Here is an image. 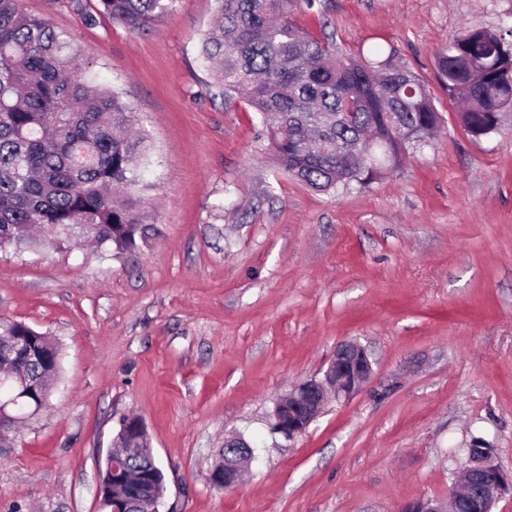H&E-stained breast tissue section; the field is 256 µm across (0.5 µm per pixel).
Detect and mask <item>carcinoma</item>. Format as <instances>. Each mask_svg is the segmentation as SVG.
<instances>
[{"instance_id":"carcinoma-1","label":"carcinoma","mask_w":512,"mask_h":512,"mask_svg":"<svg viewBox=\"0 0 512 512\" xmlns=\"http://www.w3.org/2000/svg\"><path fill=\"white\" fill-rule=\"evenodd\" d=\"M21 0H0V250L89 238L120 254L144 238L136 194L145 140L130 133L131 108L86 76L72 37ZM101 13L135 34L155 29L176 0H98ZM200 57L224 94H240L262 116L279 165L318 191L368 185L397 170L409 151L429 145L442 115L419 77L395 52L336 54L294 21L316 0H216ZM437 78L462 104L459 118L480 139L512 112V30L472 29L435 53ZM25 357L16 374L36 408L49 402L61 351L49 336L0 317V363ZM150 447L146 427L125 419L115 447ZM158 484L148 453L125 460Z\"/></svg>"}]
</instances>
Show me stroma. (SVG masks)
I'll return each instance as SVG.
<instances>
[{"label":"stroma","instance_id":"35a3bbf8","mask_svg":"<svg viewBox=\"0 0 512 512\" xmlns=\"http://www.w3.org/2000/svg\"><path fill=\"white\" fill-rule=\"evenodd\" d=\"M70 33L147 139L151 230L120 257L64 243L0 250V317L54 338L45 411L0 441V512H101L121 422L141 417L159 512H397L447 498L472 438L512 470V127L475 139L434 53L465 30L512 29V0H322L295 14L348 56L395 50L444 124L368 186L317 191L283 171L260 116L199 57L215 0H176L134 34L98 0H22ZM352 340L373 375L307 431L271 433L276 401ZM255 455L216 489L225 435Z\"/></svg>","mask_w":512,"mask_h":512}]
</instances>
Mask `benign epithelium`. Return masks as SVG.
Instances as JSON below:
<instances>
[{
  "instance_id": "7a95c632",
  "label": "benign epithelium",
  "mask_w": 512,
  "mask_h": 512,
  "mask_svg": "<svg viewBox=\"0 0 512 512\" xmlns=\"http://www.w3.org/2000/svg\"><path fill=\"white\" fill-rule=\"evenodd\" d=\"M372 373V362L361 345L351 341L340 343L323 379L304 381L277 400L276 405L288 411V421L280 420V414L276 413L272 428L290 440L295 439L307 430L328 402H346L357 395L368 383ZM17 402L14 375L0 374V429L12 425L16 420L15 416L8 413V408L17 405ZM107 464L110 466L112 484L108 486L98 483L100 506L103 512H122L124 499L116 496V492L130 476L124 472L122 456L109 457ZM457 474L462 479L465 493L453 487L446 500L410 501L403 504L398 512H458V503L468 498L472 499L475 512H492L505 486L512 485V472L504 471L492 454L484 457L468 456ZM237 480L238 473L230 476L223 467L214 468L211 474V482L216 487L230 488Z\"/></svg>"
}]
</instances>
